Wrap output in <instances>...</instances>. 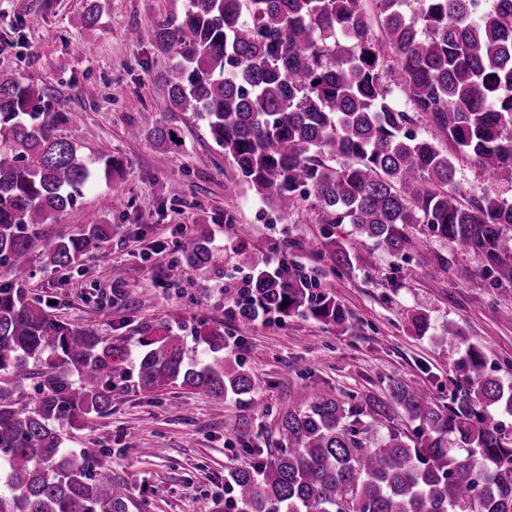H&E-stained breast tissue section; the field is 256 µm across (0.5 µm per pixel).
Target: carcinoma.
Segmentation results:
<instances>
[{"instance_id":"carcinoma-1","label":"carcinoma","mask_w":512,"mask_h":512,"mask_svg":"<svg viewBox=\"0 0 512 512\" xmlns=\"http://www.w3.org/2000/svg\"><path fill=\"white\" fill-rule=\"evenodd\" d=\"M187 0L181 18L153 36L170 60V110L202 122L243 182L277 214L310 202L335 268L362 245L390 256L413 245L409 228L477 255L490 285L512 287V199L495 190L464 195L443 144L512 187V0L476 13L475 0ZM100 20L85 0L80 24ZM424 116L434 133L416 131ZM92 132L70 126L46 88L0 79V374L37 375L25 401L0 390V512H128L125 483L63 447L60 425L108 416L127 383L143 394L168 387L251 401L255 381L224 354V327L198 331L181 318L140 330L132 343L53 316L23 285L33 276L35 228L110 182L121 163L86 156ZM164 153L183 147L157 125ZM349 162L338 167L336 156ZM119 232L86 224L41 243L42 262L77 268ZM181 266L212 267L211 233L191 228L175 243ZM288 304H283V301ZM234 313H274L342 327L344 306L293 262L258 265L236 289ZM433 335L430 318L411 319ZM41 367L33 373L30 365ZM468 344L454 365L455 390L441 406L395 380L385 399L316 393L283 414L278 447L258 448L224 476V512H512V384L486 371ZM405 414L412 432L395 420Z\"/></svg>"}]
</instances>
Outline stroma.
I'll use <instances>...</instances> for the list:
<instances>
[{"label": "stroma", "instance_id": "stroma-1", "mask_svg": "<svg viewBox=\"0 0 512 512\" xmlns=\"http://www.w3.org/2000/svg\"><path fill=\"white\" fill-rule=\"evenodd\" d=\"M185 4L99 0V23L85 28L83 0H0V76L43 85L71 125L93 130L83 153H107L122 164L110 186L85 193L37 229L44 239L107 220L120 234L72 270L44 267L33 246L28 294L52 302L59 318L117 340L173 313L188 337L201 324H223L227 354L257 385L253 404L177 387L153 395L129 388L108 416L63 425L67 448L126 482L128 512H224L228 467L248 462L249 449L269 448L280 415L305 407L313 393L381 396L399 378L447 404L468 341L483 349L490 374L512 381V289L491 287L472 252L444 246L417 225L421 243L406 256L360 246L350 269L333 271L329 253L309 249L321 238L309 205L272 214L191 113L166 108L168 60L153 28L181 16ZM132 28L139 40L129 38ZM84 86L95 87V96H81ZM161 124L180 130L184 149L159 152L148 134ZM196 224L207 225L216 244L214 269L204 274L176 264L174 242ZM284 255L320 272L348 312L347 329L309 318L231 316L230 294L252 264ZM461 265L472 269L470 279L456 278ZM116 267L123 281L113 279ZM418 312L434 325H454L461 338L415 336Z\"/></svg>", "mask_w": 512, "mask_h": 512}]
</instances>
